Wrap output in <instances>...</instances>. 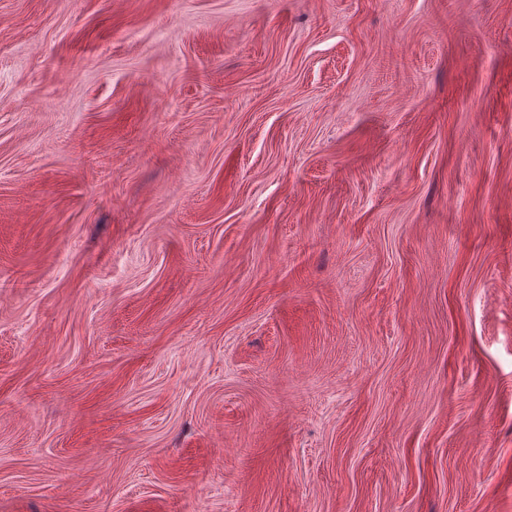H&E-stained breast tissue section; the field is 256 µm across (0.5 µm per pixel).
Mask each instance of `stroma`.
I'll use <instances>...</instances> for the list:
<instances>
[{"instance_id": "stroma-1", "label": "stroma", "mask_w": 512, "mask_h": 512, "mask_svg": "<svg viewBox=\"0 0 512 512\" xmlns=\"http://www.w3.org/2000/svg\"><path fill=\"white\" fill-rule=\"evenodd\" d=\"M0 512H512V0H0Z\"/></svg>"}]
</instances>
